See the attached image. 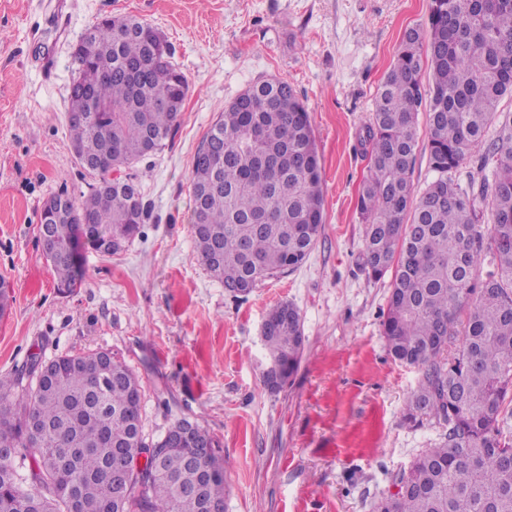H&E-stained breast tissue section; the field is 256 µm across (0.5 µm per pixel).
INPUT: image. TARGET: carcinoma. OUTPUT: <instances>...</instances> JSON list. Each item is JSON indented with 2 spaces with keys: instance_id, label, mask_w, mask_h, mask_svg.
Returning <instances> with one entry per match:
<instances>
[{
  "instance_id": "cac0c4a2",
  "label": "carcinoma",
  "mask_w": 512,
  "mask_h": 512,
  "mask_svg": "<svg viewBox=\"0 0 512 512\" xmlns=\"http://www.w3.org/2000/svg\"><path fill=\"white\" fill-rule=\"evenodd\" d=\"M72 65L71 148L100 181L41 217L43 251L66 292L81 286L82 246L110 254L149 220L140 187L109 174L137 164L148 144L154 152L167 146L189 90L171 43L134 17L87 29ZM508 94L512 0H429L427 31L402 34L364 127V266L375 280L392 272L382 335L396 360L424 369L406 420L429 417L445 428L376 512H512V462L503 466L489 453L512 457V113L499 111ZM422 110L434 178L417 194L411 173ZM204 140L213 151L198 148L190 171L194 249L225 290L245 295L300 264L320 234L309 115L291 83L261 79L224 107ZM474 152L477 174L464 186L455 174ZM486 262L491 270L480 279ZM463 313L462 346L447 357ZM263 342L287 381L303 352L298 310L271 308ZM141 397L139 377L104 351L59 356L33 386L0 374V446L33 453L21 479L14 459L0 456V512H204L206 500L224 503L223 463L215 454L194 461L214 447L208 432L196 427L184 445L147 440ZM31 422L36 444L26 435ZM151 444L161 449L159 467L136 474L125 498H115L112 463L131 465Z\"/></svg>"
}]
</instances>
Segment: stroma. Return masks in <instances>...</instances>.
Instances as JSON below:
<instances>
[{"mask_svg":"<svg viewBox=\"0 0 512 512\" xmlns=\"http://www.w3.org/2000/svg\"><path fill=\"white\" fill-rule=\"evenodd\" d=\"M126 14L167 36L189 92L169 145L120 171L150 219L116 254L83 248L84 283L64 294L38 228L48 198L95 181L70 146L72 52L88 27ZM427 17L428 0H0V277L12 285L0 373L109 351L141 380L148 438L181 418L213 438L224 512H373L441 432L405 419L423 371L387 351L390 281L362 266L356 211L377 87L403 31ZM264 77L288 80L308 111L324 224L302 264L235 297L194 251L189 175L218 113ZM282 302L301 315L304 348L272 391L261 327Z\"/></svg>","mask_w":512,"mask_h":512,"instance_id":"stroma-1","label":"stroma"}]
</instances>
